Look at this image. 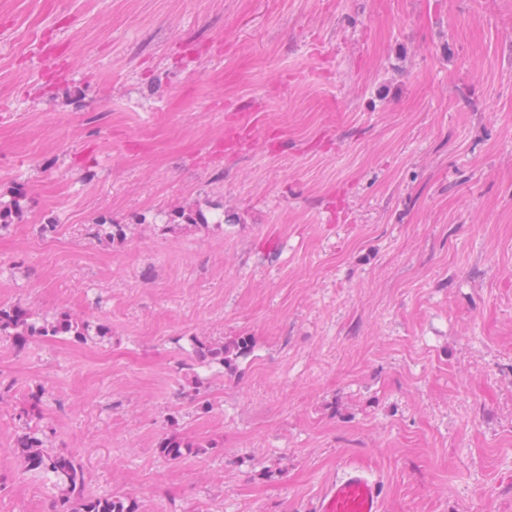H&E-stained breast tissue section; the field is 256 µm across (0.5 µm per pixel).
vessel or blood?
Listing matches in <instances>:
<instances>
[{
	"instance_id": "1",
	"label": "vessel or blood",
	"mask_w": 512,
	"mask_h": 512,
	"mask_svg": "<svg viewBox=\"0 0 512 512\" xmlns=\"http://www.w3.org/2000/svg\"><path fill=\"white\" fill-rule=\"evenodd\" d=\"M259 124L257 111H250L249 120L229 127L224 136V150L237 152L254 136ZM315 512H382L379 479L356 466H342L336 478L318 499Z\"/></svg>"
}]
</instances>
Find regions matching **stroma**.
I'll return each mask as SVG.
<instances>
[{"mask_svg":"<svg viewBox=\"0 0 512 512\" xmlns=\"http://www.w3.org/2000/svg\"><path fill=\"white\" fill-rule=\"evenodd\" d=\"M0 204V512H512V0H0ZM258 112L262 111L257 107L253 108L250 112H244L243 115L249 116V122L241 123L239 121L227 129L224 136L225 153H236L245 143L252 139L258 129L260 120ZM0 334L16 336L20 341H26L32 336H72L80 339L85 335V328L69 318L60 319L51 325L40 327L29 323L26 310L20 307H0ZM27 467L50 475L61 494L55 499L53 512H136L134 503L121 496L99 498L86 493L85 474L71 457L49 454L38 438L25 435L18 441ZM379 479L367 470L344 465L318 499L315 512H382Z\"/></svg>","mask_w":512,"mask_h":512,"instance_id":"1","label":"stroma"}]
</instances>
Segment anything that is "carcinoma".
Masks as SVG:
<instances>
[{"instance_id": "carcinoma-1", "label": "carcinoma", "mask_w": 512, "mask_h": 512, "mask_svg": "<svg viewBox=\"0 0 512 512\" xmlns=\"http://www.w3.org/2000/svg\"><path fill=\"white\" fill-rule=\"evenodd\" d=\"M0 334L14 336L21 341L32 336H72L79 339L85 335V328L69 318L37 327L29 322L26 310L0 307ZM18 447L27 467L50 475L54 485L60 489L53 512H136L134 503L124 497L99 498L86 493L82 467L67 455L45 452L38 438L25 435L18 441ZM158 451L170 460H177L188 451V447L169 438L159 443Z\"/></svg>"}]
</instances>
